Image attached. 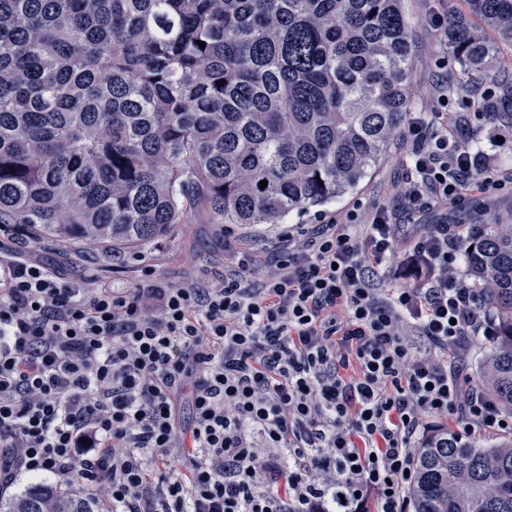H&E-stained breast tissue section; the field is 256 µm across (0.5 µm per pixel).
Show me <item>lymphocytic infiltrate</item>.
<instances>
[{
  "label": "lymphocytic infiltrate",
  "mask_w": 512,
  "mask_h": 512,
  "mask_svg": "<svg viewBox=\"0 0 512 512\" xmlns=\"http://www.w3.org/2000/svg\"><path fill=\"white\" fill-rule=\"evenodd\" d=\"M438 104L408 116L411 214L500 184ZM393 217L292 224L221 281L150 269L134 288L76 287L17 255L29 225L0 224V487L75 477L100 512H411L429 417L472 437L511 434L512 414L462 356L495 322L459 225L406 238ZM403 255L419 279L390 286Z\"/></svg>",
  "instance_id": "f902f5d3"
}]
</instances>
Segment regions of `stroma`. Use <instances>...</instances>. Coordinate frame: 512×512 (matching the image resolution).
Returning <instances> with one entry per match:
<instances>
[{
	"mask_svg": "<svg viewBox=\"0 0 512 512\" xmlns=\"http://www.w3.org/2000/svg\"><path fill=\"white\" fill-rule=\"evenodd\" d=\"M431 0H403L409 22L412 56L407 80V109L426 112L436 94L441 78L463 85L461 93L451 96L449 111L470 116L469 137L475 149L484 153L487 169L501 179L500 188L472 190L464 210H437L423 216L426 224L446 220L452 224H488L494 213H512V129L482 115L485 98L502 100L512 87V40L491 34L496 64L482 79L464 73L439 31L429 24ZM407 154L401 138H394L358 187L336 201L310 209L307 213L290 214L291 224H313L318 217L345 214L356 204L398 205L396 189L407 173ZM43 262L70 280L108 284L117 288L136 287L146 268H153L162 279L174 283L187 276L218 279L224 274V232L211 224L204 209H196L190 223L173 225L163 239L141 245L135 250H122L118 255L94 250L80 243H61L49 238L40 240Z\"/></svg>",
	"mask_w": 512,
	"mask_h": 512,
	"instance_id": "obj_1",
	"label": "stroma"
}]
</instances>
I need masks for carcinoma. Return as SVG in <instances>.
Wrapping results in <instances>:
<instances>
[{
    "mask_svg": "<svg viewBox=\"0 0 512 512\" xmlns=\"http://www.w3.org/2000/svg\"><path fill=\"white\" fill-rule=\"evenodd\" d=\"M487 29L512 39V0L448 11L477 73ZM410 56L401 0H0V224L115 249L197 205L212 224H282L378 163ZM466 247L499 330L484 384L512 412V215ZM415 468L414 512H512V437L484 448L437 427ZM8 512L92 510L40 484Z\"/></svg>",
    "mask_w": 512,
    "mask_h": 512,
    "instance_id": "1",
    "label": "carcinoma"
}]
</instances>
